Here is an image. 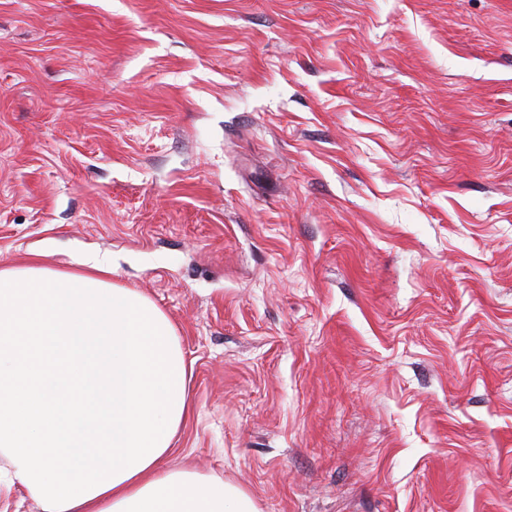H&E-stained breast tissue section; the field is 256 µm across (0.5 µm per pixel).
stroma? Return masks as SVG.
I'll use <instances>...</instances> for the list:
<instances>
[{
    "label": "stroma",
    "mask_w": 512,
    "mask_h": 512,
    "mask_svg": "<svg viewBox=\"0 0 512 512\" xmlns=\"http://www.w3.org/2000/svg\"><path fill=\"white\" fill-rule=\"evenodd\" d=\"M176 325L166 464L259 512H512V0H0V267Z\"/></svg>",
    "instance_id": "1"
}]
</instances>
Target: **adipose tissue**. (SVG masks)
<instances>
[{"instance_id": "1", "label": "adipose tissue", "mask_w": 512, "mask_h": 512, "mask_svg": "<svg viewBox=\"0 0 512 512\" xmlns=\"http://www.w3.org/2000/svg\"><path fill=\"white\" fill-rule=\"evenodd\" d=\"M112 264L0 267V455L41 512H259L165 459L189 409L167 314Z\"/></svg>"}]
</instances>
